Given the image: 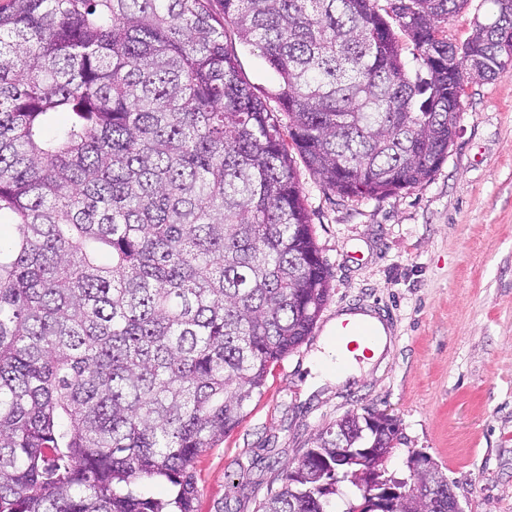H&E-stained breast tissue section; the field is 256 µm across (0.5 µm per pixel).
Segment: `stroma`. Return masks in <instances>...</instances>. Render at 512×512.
<instances>
[{
	"instance_id": "35a3bbf8",
	"label": "stroma",
	"mask_w": 512,
	"mask_h": 512,
	"mask_svg": "<svg viewBox=\"0 0 512 512\" xmlns=\"http://www.w3.org/2000/svg\"><path fill=\"white\" fill-rule=\"evenodd\" d=\"M492 0L442 24L463 43ZM233 44L266 104L276 73ZM459 133L434 176L386 198L347 199L295 159L330 295L311 336L274 365L243 421L194 465L197 512H259L315 433L346 414L385 411L402 442L387 463L404 478L420 451L448 477L463 512H512V72L466 76ZM380 312L383 365L341 383L319 355L344 310Z\"/></svg>"
}]
</instances>
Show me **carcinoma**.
<instances>
[{
  "label": "carcinoma",
  "mask_w": 512,
  "mask_h": 512,
  "mask_svg": "<svg viewBox=\"0 0 512 512\" xmlns=\"http://www.w3.org/2000/svg\"><path fill=\"white\" fill-rule=\"evenodd\" d=\"M9 0L0 7V512H196L194 464L330 292L290 150L340 196L432 177L457 136L464 70L512 71V15L458 47L467 0ZM421 52L411 71L390 20ZM257 48L282 126L241 77ZM395 421L318 430L261 512H370L350 448ZM163 478L170 500L139 485ZM436 473L390 512H449Z\"/></svg>",
  "instance_id": "carcinoma-1"
}]
</instances>
